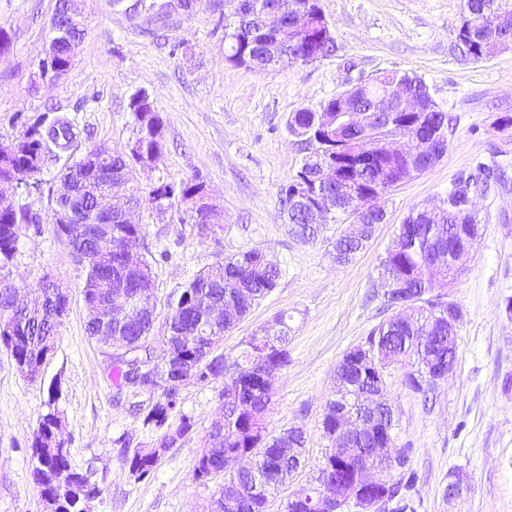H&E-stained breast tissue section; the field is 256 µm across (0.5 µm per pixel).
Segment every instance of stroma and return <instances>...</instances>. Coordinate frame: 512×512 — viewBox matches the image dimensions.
I'll return each instance as SVG.
<instances>
[{
	"instance_id": "1",
	"label": "stroma",
	"mask_w": 512,
	"mask_h": 512,
	"mask_svg": "<svg viewBox=\"0 0 512 512\" xmlns=\"http://www.w3.org/2000/svg\"><path fill=\"white\" fill-rule=\"evenodd\" d=\"M222 2L198 0L154 38L147 31L155 15L85 0L86 31L74 64L61 79L43 81L37 64L57 0H0V27L11 37L0 56V139L20 134V114L54 106L77 118L86 144L121 152L132 137L128 99L149 93L166 121L156 177L200 176L224 212L223 230L202 240L177 213L159 221L141 211L149 245L171 253L154 268L156 332L164 330L168 297L219 258L258 250L280 265L276 287L225 333L219 349L234 369L250 336L279 315L290 318V362L273 379L267 426L275 435L303 427L305 465L269 512H282L293 490L316 476L330 446L322 419L336 366L391 315L378 267L399 224L469 179L481 235L448 287L464 312L455 368L424 395L408 386V365L392 363L384 397L396 414L395 445L416 476L406 494L414 512H512V317L504 312L512 297V127L502 124L512 117V45L480 60L461 56L453 30L464 0H320L335 53L260 73L225 62ZM394 71L424 80L447 114V151L385 195L384 224L365 251L339 266L330 249L341 225H322L315 240L303 242L282 222L283 190L302 158L286 121L346 84ZM58 170L53 164L43 172L44 194L19 200L40 215L42 231L22 232L12 277L29 286L50 277L67 289L70 304L38 379L22 375L0 347V512H43L31 444L52 408L72 469L100 490L91 512H209L219 482L196 481L193 468L222 416L217 394L224 383L184 387L169 422L190 417L192 432L164 453L148 480H135L124 459L152 448L154 437L117 399L109 362L87 335L82 266L52 232L48 192ZM456 479L462 491L447 498Z\"/></svg>"
}]
</instances>
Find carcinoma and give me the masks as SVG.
<instances>
[{"label": "carcinoma", "instance_id": "1", "mask_svg": "<svg viewBox=\"0 0 512 512\" xmlns=\"http://www.w3.org/2000/svg\"><path fill=\"white\" fill-rule=\"evenodd\" d=\"M512 15V0H466L463 16L472 20L476 36H471L458 25L454 29L455 41L462 52L478 60L490 54V49L480 42L482 34L492 31L497 15ZM224 39L234 47L226 62L235 67H244L254 72H263L275 65H290L291 58L284 43L288 34L252 31L247 28L245 17L238 13L224 18ZM307 53L320 52L330 56L336 52L333 38L304 41ZM134 126H139L141 117H149L153 126L152 137L145 141L144 148L163 159L166 151L165 123L160 112L154 108L150 95L144 90L132 93L128 103ZM288 133L302 143L303 153L300 166L293 176L298 181L314 166L328 160L349 166L358 142L350 133L345 119H336V100L331 98L318 105V111L302 107L289 114L286 122ZM418 127L413 121H405L389 132V140L380 149L378 161L350 176L352 183L345 192L353 195L360 187L379 188L389 192L392 188L410 179L414 174L425 171L420 160L415 157L403 158L396 148L404 144V139L416 134ZM82 130L75 120L57 115L52 107L35 114L32 132L26 135L22 154L17 163L42 161L37 173H42L50 164L66 158L60 169L59 179L78 182L74 169L79 167V158L73 150L78 147ZM131 176V184L138 193L143 205L151 208L159 203L178 205V199L170 198V183L159 180L146 187L137 182L138 175L133 167L132 155L109 157L102 175L82 184L86 196L87 213L94 212L97 198L112 191V179ZM291 188L285 189V221L292 233L304 240H312L316 232L311 230V205L293 204L290 201ZM471 184L458 180L448 192L441 207V218L431 219L427 212L417 207L399 225L396 245L388 248L382 261V278L386 291L388 308L393 315L374 327L365 344L374 349L386 362L397 355L410 360L416 370L407 373L409 387L419 391L422 388L420 368L427 363L439 364L448 355V326H440L433 306L444 302L448 297V272L454 266L431 267V256L442 248H452L458 241L450 233L457 220L470 224L478 223L475 213L470 211ZM384 220L380 212L370 218L366 239L362 241L336 238V263L346 265L366 248L375 234L376 227ZM40 226V218L32 210L16 205L0 207V276L10 274V267L19 256V241L22 225ZM53 232L59 238L69 239L72 249L84 256L83 286L81 293L87 312L86 331L90 339L105 341L112 360L110 378L113 387L131 399L147 396L144 383L138 380L137 370L152 363V336L154 321L141 312H136L123 321H112L104 304L112 300V295L124 291L129 295L139 288H156L153 266L169 258V251L157 253L145 248L137 267L127 263V253L136 242L146 236L142 224L109 225L110 236L106 240L86 238L72 233L65 224L53 225ZM281 276L280 267L258 257L251 250L242 251L222 258L197 273L182 291L169 301V314L166 327L160 340L181 351L191 363L196 365L199 384L206 385L224 378V360L199 358L201 350L212 333L211 312L217 303L224 304V330L229 331L243 319L251 308L264 298ZM406 285L419 303L409 311L399 315L400 305L392 289L396 285ZM44 296L43 307H31L28 317L13 316L14 297L0 291V346L10 352L18 369L26 370L47 360L54 348L57 329L67 314L69 295L54 281L38 284ZM288 323L284 314L279 315L274 324L265 326L260 333L250 337L236 363L232 380L243 386L240 398L232 403L224 402V392L218 393L224 406V440L220 447L212 449L207 457L195 462L193 474L199 481L209 476H224V482L254 484L257 491L247 501H237L224 512H265L267 500L276 495L288 484L292 477L288 470V454L285 448L296 449L303 455L305 437H288L283 442L278 436L267 433L265 415L270 396L258 385L246 383L252 362L267 348L277 355L280 367L288 366ZM162 390L158 399L146 401L135 409L142 418V425L156 432L155 447L171 448L192 429L190 418L182 419L173 429L169 426L170 414L180 403V395L167 390V384L174 379L173 374L159 365L154 366ZM378 379L376 375H356L351 364L342 366L336 373V398L332 406L346 405L349 411L360 413V391L371 387ZM59 415L50 411L43 415L32 441V457L35 460L33 478L37 488L51 487L52 478L61 476L68 486L67 500L61 505V512H79L84 502L93 497L95 487L80 473L71 468L67 444L59 438ZM392 433L382 420H377L373 433L347 438L337 437L331 447L341 449L335 463V472L343 474L354 467L370 449L380 444L385 436ZM241 456L245 461L244 470L233 471L224 467V459ZM158 462L156 457H148L137 451L126 459L129 472L138 480L149 478ZM410 477L390 479L380 486L378 497L391 505V512H406L403 491L409 488Z\"/></svg>", "mask_w": 512, "mask_h": 512}]
</instances>
